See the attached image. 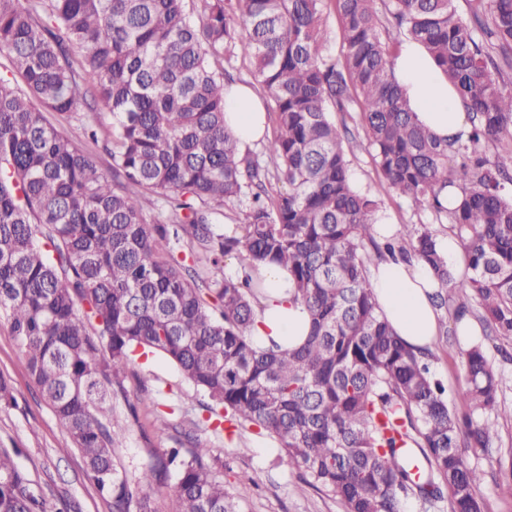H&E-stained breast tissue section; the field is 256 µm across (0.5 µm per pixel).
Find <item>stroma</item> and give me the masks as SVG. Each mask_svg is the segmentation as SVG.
<instances>
[{"label":"stroma","instance_id":"obj_1","mask_svg":"<svg viewBox=\"0 0 512 512\" xmlns=\"http://www.w3.org/2000/svg\"><path fill=\"white\" fill-rule=\"evenodd\" d=\"M351 175L358 190L377 196L382 211L398 227L424 224L437 234H447V220L436 219L431 210L397 197L383 184L366 151L353 156ZM478 339L501 375L502 391L493 447L487 454L470 453L468 460L484 474L479 495L489 512H512V496L502 491L505 479L497 465L498 460L512 458V344L483 333ZM463 353L459 337L448 336L433 364L435 374L448 388L449 405L456 409L461 408V395L467 387ZM0 375L9 381L16 398L15 406H0V447L15 449L14 462L27 474L34 494L45 499L51 512H110L82 454L43 399L25 354L2 320ZM124 385L126 395L112 400L113 410L130 424L116 450L120 471L138 474L155 463L161 449L190 436L213 448L223 460L224 490L239 512H343L337 500L300 482L281 463L278 444L256 428L214 434L207 425L203 396L166 360L154 356L138 359ZM160 415L172 423L169 433L157 432Z\"/></svg>","mask_w":512,"mask_h":512}]
</instances>
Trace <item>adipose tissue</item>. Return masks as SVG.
Segmentation results:
<instances>
[{"label": "adipose tissue", "mask_w": 512, "mask_h": 512, "mask_svg": "<svg viewBox=\"0 0 512 512\" xmlns=\"http://www.w3.org/2000/svg\"><path fill=\"white\" fill-rule=\"evenodd\" d=\"M395 76L421 124L448 137L466 131L467 115L456 88L417 43L407 42L395 60ZM224 120L241 147L260 141L266 130V112L259 98L244 85L226 89ZM263 281V309L251 331L256 346L269 341L295 346L309 330L304 307L288 295V272L269 265L257 272ZM370 283L379 311L407 344L426 348L438 336L440 314L429 296L435 284L419 261L386 258L370 268Z\"/></svg>", "instance_id": "ef3b65f1"}]
</instances>
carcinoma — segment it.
<instances>
[{
	"label": "carcinoma",
	"instance_id": "carcinoma-1",
	"mask_svg": "<svg viewBox=\"0 0 512 512\" xmlns=\"http://www.w3.org/2000/svg\"><path fill=\"white\" fill-rule=\"evenodd\" d=\"M0 0V312L42 396L66 426L111 512H154L149 490L176 470L179 512H237L220 458L199 443L169 448L130 478L115 464L127 430L108 402L126 396L136 357L160 355L224 409L229 427L273 438L281 462L344 512H403L445 501L487 512L483 473L467 451L496 437L500 380L482 343L465 352L460 413L432 372L437 349L414 350L379 313L375 260L400 253L429 268L437 309L473 301L496 337L512 339V86L486 40L512 49V0ZM337 14L343 54H322L323 18ZM393 34L392 45L381 31ZM421 44L459 91L466 136L423 126L395 78L399 48ZM254 60L274 134L268 162L241 151L224 125L233 81L224 56ZM42 108H37L35 103ZM112 116V174L44 115L83 123L81 105ZM335 112L355 113L364 140ZM368 149L396 195L447 217L465 253L456 274L423 226L406 244L376 240L380 203L357 191L351 156ZM276 179L288 190L270 194ZM461 198L447 205L448 188ZM247 199L224 232V206ZM166 209L146 222L145 209ZM243 272L223 277L224 257ZM288 270L305 342L259 348V267ZM0 448V512H47Z\"/></svg>",
	"mask_w": 512,
	"mask_h": 512
}]
</instances>
